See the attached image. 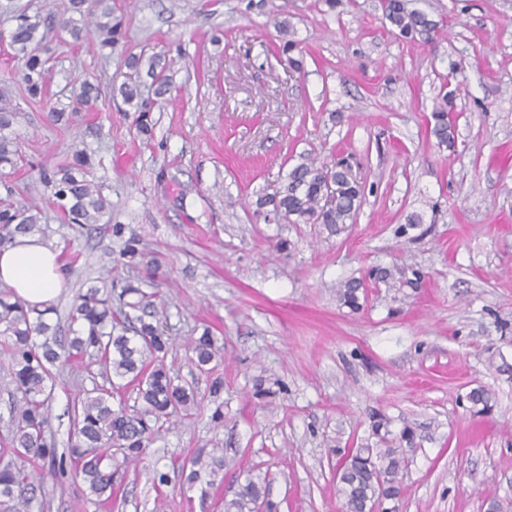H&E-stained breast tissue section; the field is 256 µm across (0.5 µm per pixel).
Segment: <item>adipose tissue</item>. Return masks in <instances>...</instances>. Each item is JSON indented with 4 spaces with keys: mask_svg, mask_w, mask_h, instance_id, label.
Listing matches in <instances>:
<instances>
[{
    "mask_svg": "<svg viewBox=\"0 0 512 512\" xmlns=\"http://www.w3.org/2000/svg\"><path fill=\"white\" fill-rule=\"evenodd\" d=\"M0 282L27 305L46 308L59 296L64 283L58 250L35 237H20L0 247Z\"/></svg>",
    "mask_w": 512,
    "mask_h": 512,
    "instance_id": "1",
    "label": "adipose tissue"
}]
</instances>
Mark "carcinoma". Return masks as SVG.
Masks as SVG:
<instances>
[{"label":"carcinoma","mask_w":512,"mask_h":512,"mask_svg":"<svg viewBox=\"0 0 512 512\" xmlns=\"http://www.w3.org/2000/svg\"><path fill=\"white\" fill-rule=\"evenodd\" d=\"M74 11L91 19L92 27L78 26L71 18L53 12L46 16L19 11L13 16L9 43L22 63L25 92L31 99L46 93L48 58L42 47L48 28L66 31L78 41L93 34L102 48H111L123 36V18L114 15L112 0H70ZM385 20L404 38L435 34L444 24L426 14L410 10L405 0H385ZM127 67L136 79L124 83L119 93L124 102L136 108V126L142 135L151 132L155 101L141 90V73L152 80L154 95L169 90L165 74L169 64L159 55L148 60L132 56ZM100 97L97 85L85 80L72 86L74 104L93 108ZM454 111L453 96L444 95L433 108L431 134L441 146L454 147L455 128L450 119ZM19 112L0 109V170L13 169L19 159L20 146L12 135ZM91 157L77 151L72 162L56 168H40V183L51 189L66 224L81 228L102 221L110 203L98 182L88 178ZM335 189V202H327V182ZM363 191L341 163L333 165L314 159L291 169L271 194L260 196L258 206L269 208L277 223L322 224L335 233L339 226L352 220L362 203ZM121 224L112 225V234L123 239L121 259L131 264L145 260L146 269H158V260L146 259L135 235L124 237ZM43 233L42 212L33 205L0 202V246L11 244L19 235ZM361 282L349 280L336 290L338 302L351 309L360 308L358 292ZM27 306L10 290L0 291V336L5 338L9 362L7 371L15 390V402L5 434L0 436V512H31L32 504L45 495V475L37 476L27 464L48 466V476L55 484L70 476L81 477L94 504L112 501L117 476L129 466L144 460L146 449L164 425L190 415L197 403L193 388L175 383L165 359L168 339L160 328L166 303L155 292H146L131 280L90 281L76 295L68 314L69 336L62 337L59 327L47 314ZM216 337L204 330L192 344L193 360L206 370L221 354ZM73 359L90 371L98 367L103 383L79 395L73 404L70 443L58 450L51 432L48 404L55 386L53 369L60 358ZM135 393L133 404L126 394ZM224 380L211 381L209 396L215 410L214 423L224 422ZM467 399L476 414L489 408V392L477 387ZM336 485L344 512H369L381 498L396 501L402 495L399 478L406 465L401 448L336 449ZM224 471L221 448L200 450L182 464L177 474L182 488L199 490L200 499L210 496L216 477ZM225 512H276L269 499L268 476L249 474L237 497L224 504Z\"/></svg>","instance_id":"cac0c4a2"}]
</instances>
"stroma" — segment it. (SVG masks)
Here are the masks:
<instances>
[{"label": "stroma", "mask_w": 512, "mask_h": 512, "mask_svg": "<svg viewBox=\"0 0 512 512\" xmlns=\"http://www.w3.org/2000/svg\"><path fill=\"white\" fill-rule=\"evenodd\" d=\"M112 0L124 20L113 48L47 34L48 91L29 99L21 64L0 40V106L20 112L23 160L0 174V198L43 213L44 241L60 252L66 287L59 322L92 278H142L169 302L164 334L172 376L195 386L199 406L161 433L147 462L171 471L196 449L224 450L207 504L178 480L155 490L147 470L125 473L112 503L94 506L83 482L46 488L44 512H224L249 471L267 472L278 512H341L336 451L399 440L416 445L398 512H512V0H406L443 21L433 37L405 39L381 0ZM288 21L306 48L301 70L278 55ZM169 55L167 95L152 138L113 90L131 55ZM98 84L93 110L54 124L73 81ZM453 94L456 146L427 123ZM83 151L112 204L107 223H61L39 167ZM348 160L365 188L352 223L277 224L258 209L307 157ZM125 225L162 266L119 261ZM391 270L395 287L368 289L359 311L340 305L345 281ZM422 274L419 287L408 279ZM211 327L224 344V424L214 426L210 375L187 342ZM279 392L263 399L258 381ZM80 363L60 368L51 428L66 447L68 408L88 386ZM491 408L473 414L472 388ZM383 420L382 435L372 424Z\"/></svg>", "instance_id": "stroma-1"}]
</instances>
